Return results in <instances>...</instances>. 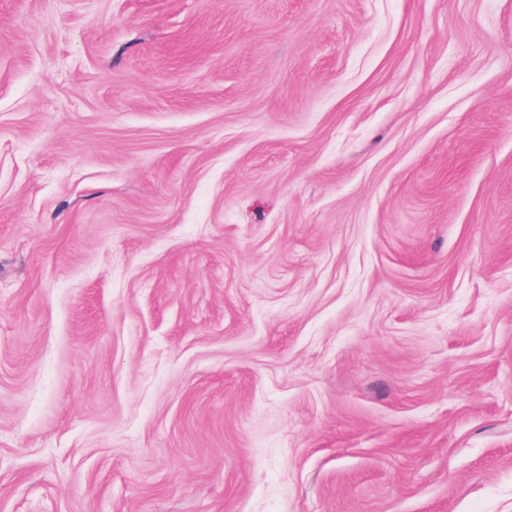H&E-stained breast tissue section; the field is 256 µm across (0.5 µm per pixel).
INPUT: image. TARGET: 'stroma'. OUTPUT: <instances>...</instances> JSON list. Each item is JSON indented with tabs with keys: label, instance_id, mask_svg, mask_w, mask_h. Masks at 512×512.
Segmentation results:
<instances>
[{
	"label": "stroma",
	"instance_id": "stroma-1",
	"mask_svg": "<svg viewBox=\"0 0 512 512\" xmlns=\"http://www.w3.org/2000/svg\"><path fill=\"white\" fill-rule=\"evenodd\" d=\"M0 512H512V0H0Z\"/></svg>",
	"mask_w": 512,
	"mask_h": 512
}]
</instances>
